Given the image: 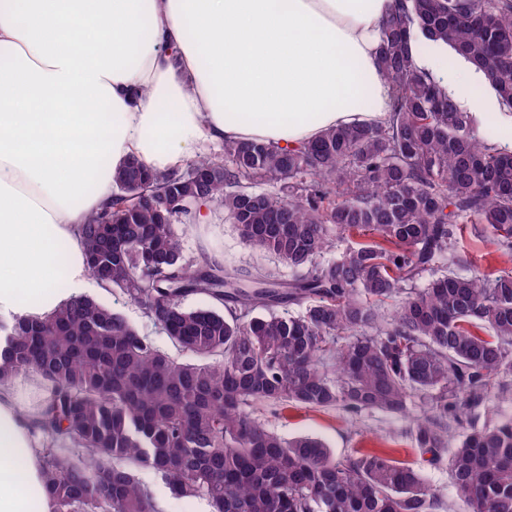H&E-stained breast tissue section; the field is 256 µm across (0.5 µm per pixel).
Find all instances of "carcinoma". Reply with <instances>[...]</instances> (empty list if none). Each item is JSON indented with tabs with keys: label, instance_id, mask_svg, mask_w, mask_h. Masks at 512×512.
<instances>
[{
	"label": "carcinoma",
	"instance_id": "obj_1",
	"mask_svg": "<svg viewBox=\"0 0 512 512\" xmlns=\"http://www.w3.org/2000/svg\"><path fill=\"white\" fill-rule=\"evenodd\" d=\"M380 33L384 121L293 149L226 141L224 158L181 171L132 161L80 226L91 276L137 304L179 355L90 296L0 325V379L33 372L50 384L54 512H158L142 470L212 512H436L420 471L382 454L338 459L254 416L286 402L408 416L416 392L430 405L410 435L433 461L448 454L464 512H512V419L451 445L452 425L512 378V270L463 275L455 247L457 225L483 224L512 261V151L478 137L472 113L415 63L422 42L443 44L512 111V0H393ZM204 202L297 277L242 279L216 259H185L175 226ZM341 236L352 244L321 260ZM189 295L210 305L188 307ZM285 303L304 310L273 314Z\"/></svg>",
	"mask_w": 512,
	"mask_h": 512
}]
</instances>
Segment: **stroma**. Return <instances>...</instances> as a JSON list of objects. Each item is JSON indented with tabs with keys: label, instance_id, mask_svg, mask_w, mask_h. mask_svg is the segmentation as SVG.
I'll list each match as a JSON object with an SVG mask.
<instances>
[{
	"label": "stroma",
	"instance_id": "35a3bbf8",
	"mask_svg": "<svg viewBox=\"0 0 512 512\" xmlns=\"http://www.w3.org/2000/svg\"><path fill=\"white\" fill-rule=\"evenodd\" d=\"M206 212V223H195L180 231L186 256L195 259L216 258L222 260L225 266L243 272L271 271L284 282L293 278V270L274 255L244 245L221 208L211 204ZM457 246L469 261L465 269L469 275L503 269L512 264L501 255L479 224L462 225L457 234ZM95 296L121 313L141 333L150 336L160 349L171 350L167 336L148 323L140 308L120 292L104 289L96 291ZM257 415L267 428L282 438L309 435L322 439L339 458L358 451L382 452L396 461L420 469L442 501L439 512H463V505L451 483L447 462L429 463L427 453L416 448L409 436L405 416L378 409L350 413L341 406L308 408L295 404L284 407L263 404ZM139 477L149 487L161 512H211L210 504L205 499L174 498L152 471H140Z\"/></svg>",
	"mask_w": 512,
	"mask_h": 512
}]
</instances>
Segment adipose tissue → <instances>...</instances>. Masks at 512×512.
Returning a JSON list of instances; mask_svg holds the SVG:
<instances>
[{"mask_svg": "<svg viewBox=\"0 0 512 512\" xmlns=\"http://www.w3.org/2000/svg\"><path fill=\"white\" fill-rule=\"evenodd\" d=\"M392 0H0V318L90 284L81 224L136 159L227 140L295 147L385 117ZM0 381V512H53L41 411Z\"/></svg>", "mask_w": 512, "mask_h": 512, "instance_id": "obj_1", "label": "adipose tissue"}]
</instances>
